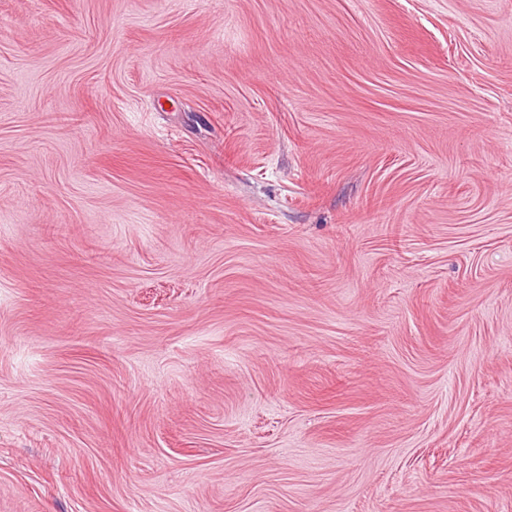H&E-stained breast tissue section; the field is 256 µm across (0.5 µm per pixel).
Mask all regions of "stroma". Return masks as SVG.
<instances>
[{"label":"stroma","instance_id":"35a3bbf8","mask_svg":"<svg viewBox=\"0 0 512 512\" xmlns=\"http://www.w3.org/2000/svg\"><path fill=\"white\" fill-rule=\"evenodd\" d=\"M0 512H512V0H0Z\"/></svg>","mask_w":512,"mask_h":512}]
</instances>
